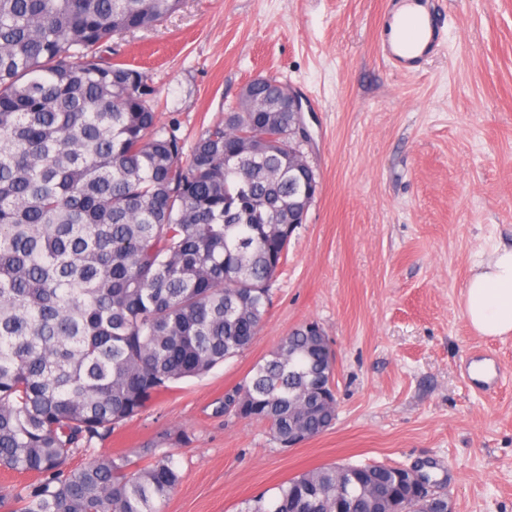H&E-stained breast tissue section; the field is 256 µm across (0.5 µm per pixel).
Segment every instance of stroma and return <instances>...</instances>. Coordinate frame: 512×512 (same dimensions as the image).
<instances>
[{"label":"stroma","mask_w":512,"mask_h":512,"mask_svg":"<svg viewBox=\"0 0 512 512\" xmlns=\"http://www.w3.org/2000/svg\"><path fill=\"white\" fill-rule=\"evenodd\" d=\"M386 6L183 0L116 42L188 149L252 78L299 89L319 192L252 347L179 382L72 466L142 454L166 431L182 480L163 512H237L333 462L423 464L446 481L454 512H512V335H477L463 313L475 263L512 248V0H439L445 44L411 75L380 57ZM310 321L336 355V422L282 448L267 424L225 414L224 396ZM474 351L499 365L490 392L468 378Z\"/></svg>","instance_id":"1"}]
</instances>
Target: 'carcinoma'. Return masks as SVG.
<instances>
[{"instance_id": "1", "label": "carcinoma", "mask_w": 512, "mask_h": 512, "mask_svg": "<svg viewBox=\"0 0 512 512\" xmlns=\"http://www.w3.org/2000/svg\"><path fill=\"white\" fill-rule=\"evenodd\" d=\"M182 0H0V469L31 481L11 512H162L181 481L157 437L151 460L72 457L172 385L248 350L302 222L288 166L284 84L251 89L188 158L158 124L146 72L112 40L150 30ZM329 370L301 324L224 398V411L288 431ZM401 497L386 464H328L238 512H373L365 483Z\"/></svg>"}]
</instances>
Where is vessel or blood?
Masks as SVG:
<instances>
[{"instance_id": "obj_1", "label": "vessel or blood", "mask_w": 512, "mask_h": 512, "mask_svg": "<svg viewBox=\"0 0 512 512\" xmlns=\"http://www.w3.org/2000/svg\"><path fill=\"white\" fill-rule=\"evenodd\" d=\"M382 32L381 58L403 74L420 71L445 41L435 0H389Z\"/></svg>"}]
</instances>
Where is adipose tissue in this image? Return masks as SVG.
<instances>
[{"instance_id": "obj_1", "label": "adipose tissue", "mask_w": 512, "mask_h": 512, "mask_svg": "<svg viewBox=\"0 0 512 512\" xmlns=\"http://www.w3.org/2000/svg\"><path fill=\"white\" fill-rule=\"evenodd\" d=\"M464 314L486 337L512 334V249L494 251L466 284Z\"/></svg>"}]
</instances>
